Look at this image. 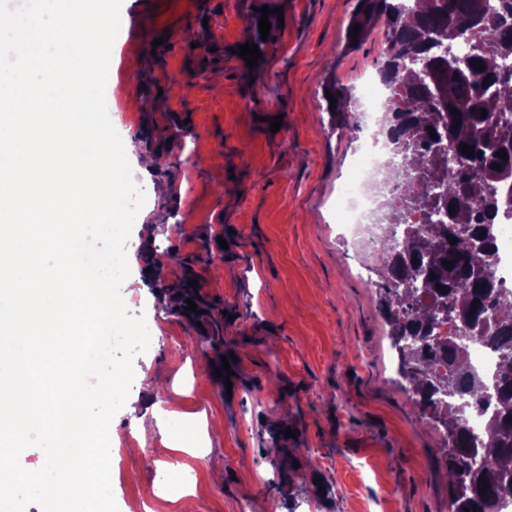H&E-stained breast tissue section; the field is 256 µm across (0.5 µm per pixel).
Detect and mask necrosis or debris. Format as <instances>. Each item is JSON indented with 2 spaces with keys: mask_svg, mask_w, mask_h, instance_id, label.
Returning a JSON list of instances; mask_svg holds the SVG:
<instances>
[{
  "mask_svg": "<svg viewBox=\"0 0 512 512\" xmlns=\"http://www.w3.org/2000/svg\"><path fill=\"white\" fill-rule=\"evenodd\" d=\"M398 91V85L386 79L383 71H376L365 80L359 110L353 115L358 128L366 130L368 136L343 186L337 217L354 253L362 259L380 256L375 216L380 210L399 206L406 192L405 182L392 177L400 145L389 136L390 109ZM494 233L496 279L512 286V182L503 192Z\"/></svg>",
  "mask_w": 512,
  "mask_h": 512,
  "instance_id": "4bbe7bcc",
  "label": "necrosis or debris"
}]
</instances>
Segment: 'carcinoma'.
<instances>
[{
	"label": "carcinoma",
	"instance_id": "carcinoma-1",
	"mask_svg": "<svg viewBox=\"0 0 512 512\" xmlns=\"http://www.w3.org/2000/svg\"><path fill=\"white\" fill-rule=\"evenodd\" d=\"M398 0H356L352 24L360 25L357 38L378 23L386 29L382 70L400 84L404 106L393 109L396 138L417 135L414 151L402 158L393 172L396 179L414 178L402 207L384 213L379 223L391 224L396 233L406 213L421 211L425 223L405 234L402 245L388 248L396 265L394 276L384 279L383 317L390 336L409 337L413 375L404 376L412 394L440 395L448 403L433 410L445 430H453L450 449L444 450L453 512H502L512 500V293L495 286L493 219L502 188L512 174V143L504 146L507 157L496 155L502 120L512 118V78L502 69L512 57V0H421V7L405 10ZM465 42L479 49L466 64L450 70L436 58L433 44ZM431 59L427 74L405 67L401 57ZM481 61L484 70L471 66ZM335 98L332 112L352 116L349 88L331 84ZM459 114H453V110ZM486 116H481V110ZM461 121L453 129L454 120ZM448 142V153L431 148L430 132ZM473 147L474 157L461 152ZM465 224L483 242L475 251L460 240L454 244L457 226ZM451 263L446 268L444 263ZM424 288L434 293L431 308L414 305ZM448 305L449 326L463 330L466 338L433 335L445 323L438 316L440 304ZM488 342L497 352L493 386H488L468 363L470 344ZM439 360L448 361V372L435 371ZM498 409L488 426L487 438L471 435L455 403Z\"/></svg>",
	"mask_w": 512,
	"mask_h": 512
}]
</instances>
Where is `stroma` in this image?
<instances>
[{
  "label": "stroma",
  "instance_id": "1",
  "mask_svg": "<svg viewBox=\"0 0 512 512\" xmlns=\"http://www.w3.org/2000/svg\"><path fill=\"white\" fill-rule=\"evenodd\" d=\"M355 4L123 0L112 124L130 156H155L135 180L142 214L167 226L149 239L133 227L126 244L131 274L159 261L166 273L125 300L151 340L110 424L122 510L180 512L187 495L194 512H261L269 498L281 512H448L444 429L411 401L383 289L336 222L358 142L325 86L359 90L385 48L379 27L349 46ZM263 6L283 14L250 67L235 49ZM185 287L208 317L164 303ZM205 334L235 354L234 388L215 377ZM140 418L154 426L142 447Z\"/></svg>",
  "mask_w": 512,
  "mask_h": 512
}]
</instances>
